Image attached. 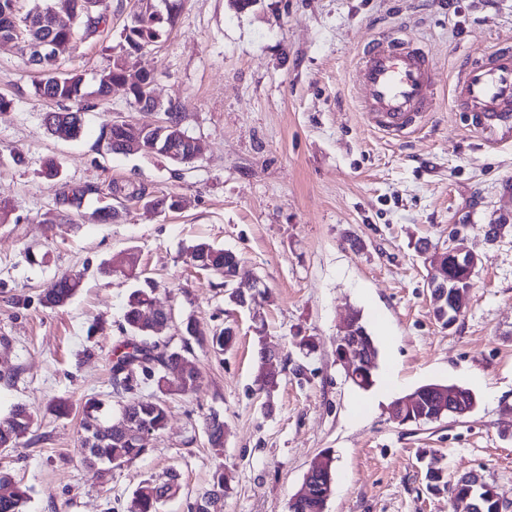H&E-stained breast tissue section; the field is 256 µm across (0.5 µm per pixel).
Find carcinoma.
Wrapping results in <instances>:
<instances>
[{
    "instance_id": "cac0c4a2",
    "label": "carcinoma",
    "mask_w": 512,
    "mask_h": 512,
    "mask_svg": "<svg viewBox=\"0 0 512 512\" xmlns=\"http://www.w3.org/2000/svg\"><path fill=\"white\" fill-rule=\"evenodd\" d=\"M172 14L157 15L149 10H142L135 15L130 26L124 29L122 54L113 60L112 65L103 69L97 76L96 95L106 99L112 94V87L124 86L127 83V57L139 53L156 42L163 34L165 27L172 25ZM55 56L45 55L40 59L39 70L42 79L36 85V93L46 99L58 103L78 99L81 93L83 77L77 73L59 74L54 68ZM130 131L121 126L107 122L101 131V140L111 151H116L129 137ZM212 245L197 242L189 247V258L202 270L221 273L231 270L238 256L233 252L223 253L211 251ZM81 287L78 277L64 278L52 283L44 292L43 301L49 307L66 304ZM155 289L137 288L128 296L124 310V323L121 325L123 340L115 348L116 361L112 366V388L116 391L133 392L151 386L153 390L140 395L131 401L130 420L137 428L147 426L154 434L161 433L168 423L167 398L172 395L194 393L200 387V373L192 369L185 377L176 376L169 369L172 355L177 350L165 352L159 349L157 337L151 332V326L142 321L143 313L155 308ZM353 321L356 328L352 335L359 338L363 349L373 358H379V349L374 337L368 332L360 314H355ZM183 349H190L191 343L220 353L229 350L234 339L224 335L219 329L208 338L202 337L197 324L189 319L182 325ZM372 365L366 372L346 374L351 383L361 390L370 389L375 383V370ZM440 401L436 397L422 393L420 398L406 407V415L417 417L439 409ZM80 442L84 461L90 465H100L114 470H121L132 465L147 452L143 440L132 433L119 440L112 438L108 425L114 417L112 410L105 402L96 397L85 400L83 407ZM33 424V412L30 407L17 404L7 416L0 418V448H16L20 440L25 438ZM207 441L215 457L224 455V421L213 414L204 421ZM334 458L325 453L318 458L316 474L304 477L308 482L309 494L300 501L289 505V512H325L327 502L334 491L335 482ZM427 489L434 492L447 491L450 497L459 500L468 495L469 490L463 487L448 486L444 470L438 466L437 459H432L425 472ZM8 486L13 490L0 494V512H27L30 500L28 489L19 486L10 472L0 469V488ZM232 490L231 479L219 466L213 473L211 487L199 494L191 506L192 512H224V497ZM180 491L178 475L175 471L166 473V479H146L135 488L129 512H162L164 504L175 497ZM483 497L482 512H499V504L503 501L497 487L490 484L484 491L478 492Z\"/></svg>"
}]
</instances>
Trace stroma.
<instances>
[{"label": "stroma", "instance_id": "35a3bbf8", "mask_svg": "<svg viewBox=\"0 0 512 512\" xmlns=\"http://www.w3.org/2000/svg\"><path fill=\"white\" fill-rule=\"evenodd\" d=\"M106 16L56 54L63 72L83 76L79 135H52L44 115L59 103L39 97L37 68L0 44V417L18 403L35 412L28 440L0 450V469L28 488V512H128L137 484L169 470L181 491L164 512H190L217 466L233 476L224 512H288L312 461L331 451L336 487L326 512H452L447 493L427 490L431 458L448 479L471 470L512 501V129L480 133L457 111V71L512 40V0H180L172 27L129 65L155 76V94L174 105L200 143L192 165L158 155L107 152L98 138L114 117L150 125L125 89L97 99L95 77L121 54L136 0H104ZM397 33L422 48L437 96L420 128L385 135L363 110L359 66L377 36ZM54 160L57 180L43 175ZM174 196L175 209L113 196L112 183ZM86 189L80 208L57 203L61 184ZM110 207L112 221H98ZM507 220L495 241L487 225ZM461 227L479 257L455 323L432 312L421 246L448 248ZM204 240L235 252L238 285L259 280V311L228 307L221 277L194 268L187 249ZM141 276L108 274L126 253ZM80 275L64 306L42 293ZM155 285L172 309L165 334L179 346L183 320L203 333L234 323L231 350L194 347L199 391L169 401L166 429L132 466L101 476L84 463L78 431L86 398L119 410L130 394L112 389L113 350L129 293ZM360 312L376 336L380 370L400 393L441 382L471 389L464 418L398 424L377 390L363 392L336 360L340 323ZM297 336L314 337L303 356ZM279 351L278 386L257 391L258 344ZM306 373L298 377L295 365ZM69 402L68 417L51 406ZM357 401L371 410L354 415ZM224 421L215 459L203 420Z\"/></svg>", "mask_w": 512, "mask_h": 512}]
</instances>
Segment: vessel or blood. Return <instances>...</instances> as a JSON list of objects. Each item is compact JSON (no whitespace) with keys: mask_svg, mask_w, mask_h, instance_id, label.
<instances>
[{"mask_svg":"<svg viewBox=\"0 0 512 512\" xmlns=\"http://www.w3.org/2000/svg\"><path fill=\"white\" fill-rule=\"evenodd\" d=\"M362 83L374 124L391 135L412 128L433 96L424 55L394 39L377 41L364 54ZM455 103L486 127L512 125V44L462 71Z\"/></svg>","mask_w":512,"mask_h":512,"instance_id":"b4317fda","label":"vessel or blood"}]
</instances>
